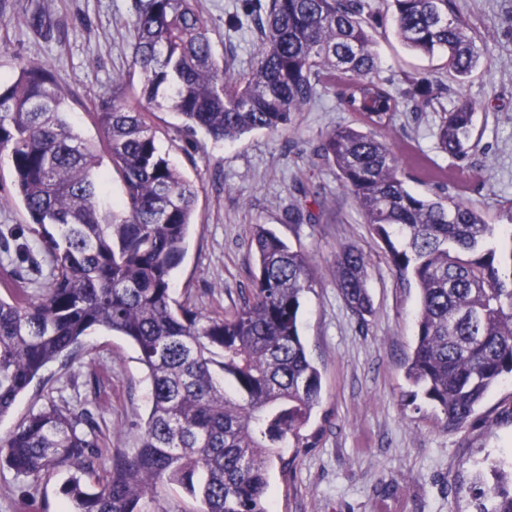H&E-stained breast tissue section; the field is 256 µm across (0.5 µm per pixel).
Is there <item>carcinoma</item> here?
<instances>
[{
    "label": "carcinoma",
    "instance_id": "obj_1",
    "mask_svg": "<svg viewBox=\"0 0 512 512\" xmlns=\"http://www.w3.org/2000/svg\"><path fill=\"white\" fill-rule=\"evenodd\" d=\"M256 38L248 72L234 56H216L195 0H131L129 49L138 88L122 77L91 111L99 144L70 119L66 93L46 66L23 57L0 84V161L9 163L13 194L38 226L50 271L42 293L29 295L22 270L8 272L0 295V416L51 362L66 361L99 329L128 338L147 368L152 407L139 448L117 451L99 472L101 430L92 413L48 402L0 437V459L34 486L67 470L71 512H167L159 491L177 485L200 512H271L268 474L288 467L283 448H314L305 433L321 400V373L301 340L304 294L315 282L307 253L263 224L254 226L256 256L241 304L222 316L173 297L172 274L184 259L198 189L160 150L154 112L181 120L179 133L203 131L216 143L254 131L276 133L325 94L359 116V125L325 132L313 150L336 170L364 223L383 242L395 272L419 290L416 340L405 364L418 395L462 428L488 391L512 375L511 247L500 249L494 216L448 193V167L428 157L401 159L379 136L401 112L438 111L440 151L461 162L475 147L476 105L441 107V74L408 78L403 91L377 74V37L387 26L408 48L446 57L444 69L465 83L488 40L456 0H255L245 5ZM49 35L43 11L24 15ZM108 158L123 198L107 195ZM415 178L429 194L407 188ZM285 221L314 224L324 208L314 187ZM367 256L355 246L336 253V286L349 309L372 311ZM476 512H512V477L473 486Z\"/></svg>",
    "mask_w": 512,
    "mask_h": 512
}]
</instances>
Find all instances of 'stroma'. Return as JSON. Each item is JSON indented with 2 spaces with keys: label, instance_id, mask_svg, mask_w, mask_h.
Listing matches in <instances>:
<instances>
[{
  "label": "stroma",
  "instance_id": "35a3bbf8",
  "mask_svg": "<svg viewBox=\"0 0 512 512\" xmlns=\"http://www.w3.org/2000/svg\"><path fill=\"white\" fill-rule=\"evenodd\" d=\"M130 4L0 0V79L13 77L19 56L47 65L68 94L81 136L98 140L93 104L110 93L113 77L140 81L127 48ZM459 4L488 38L494 60L490 71L451 85L442 103L477 104L479 145L464 162L463 191L472 204L493 209L512 202V29L501 23L512 0ZM242 5L243 0H199L216 53L235 43L243 72L255 41L248 30L233 33L225 23ZM34 9L50 14L52 39L23 26L24 14ZM376 50L381 76L403 89L409 77L444 64L441 56L413 52L392 35L380 39ZM354 119L326 95L300 113L293 129L255 131L216 144L201 134L182 137L172 113H154L160 147L198 188L196 223L173 273L174 296L213 316L238 305L250 285L251 231L257 224L312 258L315 283L303 298L299 331L322 376L321 404L309 425L320 437L313 448L283 449L291 465L270 471L272 512H475L471 487L477 473L492 461L512 460V377L491 388L461 429L434 420L428 403H410L404 363L415 343L418 291L391 267L383 243L364 224L335 170L310 164L320 136ZM436 121L431 111L401 113L389 140L437 155ZM310 181L325 197L318 223H284V211L298 198L296 185ZM344 245L356 246L369 259L373 312L362 318L336 286V253ZM78 395L95 403L104 456L138 447L140 426L152 406L148 372L128 339L104 329L84 338L70 366L52 362L43 369L0 417V436L47 400L61 405Z\"/></svg>",
  "mask_w": 512,
  "mask_h": 512
}]
</instances>
